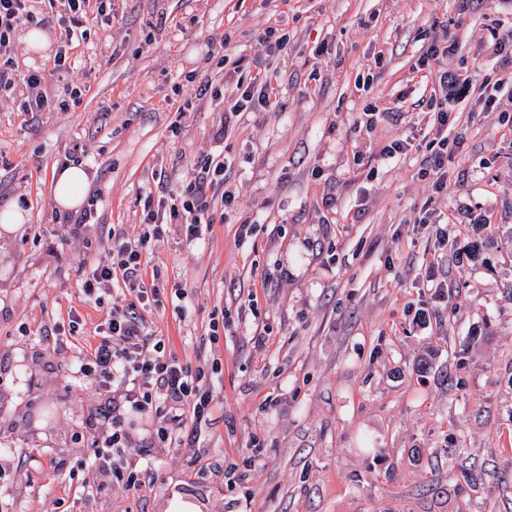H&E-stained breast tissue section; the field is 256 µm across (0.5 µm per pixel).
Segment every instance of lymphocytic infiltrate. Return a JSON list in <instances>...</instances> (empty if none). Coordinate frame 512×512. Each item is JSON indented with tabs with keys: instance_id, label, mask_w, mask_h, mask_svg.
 Segmentation results:
<instances>
[{
	"instance_id": "lymphocytic-infiltrate-1",
	"label": "lymphocytic infiltrate",
	"mask_w": 512,
	"mask_h": 512,
	"mask_svg": "<svg viewBox=\"0 0 512 512\" xmlns=\"http://www.w3.org/2000/svg\"><path fill=\"white\" fill-rule=\"evenodd\" d=\"M111 0H0V93L19 92L23 112L68 110L79 102L77 84L49 85L48 72L70 70L80 46H93L92 27L96 20L108 19ZM49 6L60 30L51 70L19 72L14 60V33L35 24L42 6ZM448 43L433 39L422 53L418 65L428 73L439 90L430 97L429 146L423 163L425 175L435 190H443L448 179V148L456 144L452 132L451 105L466 89L459 75L448 71ZM197 98H208L222 106L224 117L213 130L214 140H223L230 126L243 113L257 109L269 111L278 105L275 87L266 69H259L250 79L217 86L205 83L196 91ZM231 165L221 157L204 156L194 163L177 184L163 187L160 195H146L145 223L182 224L188 242L200 240L213 221L215 206L232 207L237 202L230 183ZM143 244L124 241L118 244L111 260L98 262L81 283L87 300L101 302L110 295L114 279H121L136 304L112 305L105 320L97 325L98 343L80 358L78 371L94 383L110 417L111 430L96 452L98 468L124 490L137 491L144 484V474L130 470L126 452L135 449L134 426L147 421V443L157 447L192 448L199 443L215 407V394L204 381L203 371L192 370L173 355L167 354L163 340L153 336L146 325L144 309L161 307L167 295L160 286V271H147L143 262Z\"/></svg>"
}]
</instances>
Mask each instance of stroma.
<instances>
[{
	"instance_id": "1",
	"label": "stroma",
	"mask_w": 512,
	"mask_h": 512,
	"mask_svg": "<svg viewBox=\"0 0 512 512\" xmlns=\"http://www.w3.org/2000/svg\"><path fill=\"white\" fill-rule=\"evenodd\" d=\"M270 25L290 34L271 61L278 106L214 141L218 109L187 77H250ZM510 28L512 0H112L62 76L84 86L77 106L0 109V211L28 217L0 223V512H512V96L489 50ZM443 34L470 90L439 192L420 173L417 63ZM225 37L228 60L205 63ZM369 107L384 118L355 130ZM206 154L231 162L238 203L194 245L181 224L146 237V269L185 289L187 311L145 319L181 361L219 364L217 404L198 447L128 455L147 472L133 494L93 463L100 400L75 368L109 307L79 283L113 241L145 237L159 178ZM75 162L98 204L74 234L51 177Z\"/></svg>"
}]
</instances>
